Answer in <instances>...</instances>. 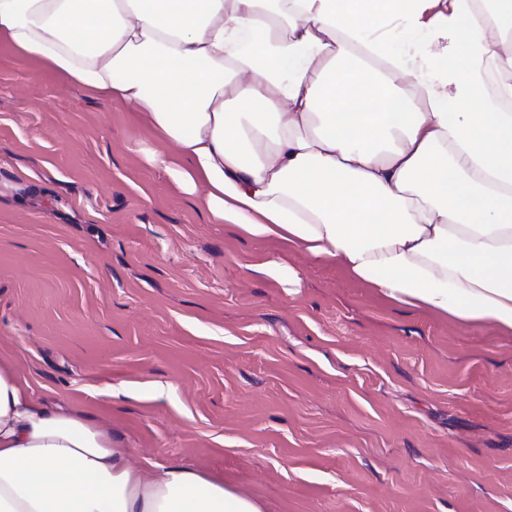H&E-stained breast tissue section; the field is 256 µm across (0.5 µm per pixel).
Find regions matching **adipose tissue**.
<instances>
[{
    "label": "adipose tissue",
    "instance_id": "obj_1",
    "mask_svg": "<svg viewBox=\"0 0 512 512\" xmlns=\"http://www.w3.org/2000/svg\"><path fill=\"white\" fill-rule=\"evenodd\" d=\"M0 0V41L137 106L210 218L388 300L512 334V0ZM129 73L126 81L118 73ZM0 512H262L133 468L0 364Z\"/></svg>",
    "mask_w": 512,
    "mask_h": 512
}]
</instances>
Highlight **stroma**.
I'll return each mask as SVG.
<instances>
[{
  "mask_svg": "<svg viewBox=\"0 0 512 512\" xmlns=\"http://www.w3.org/2000/svg\"><path fill=\"white\" fill-rule=\"evenodd\" d=\"M155 145L0 42V360L31 396L263 512H512V334L213 223Z\"/></svg>",
  "mask_w": 512,
  "mask_h": 512,
  "instance_id": "stroma-1",
  "label": "stroma"
}]
</instances>
